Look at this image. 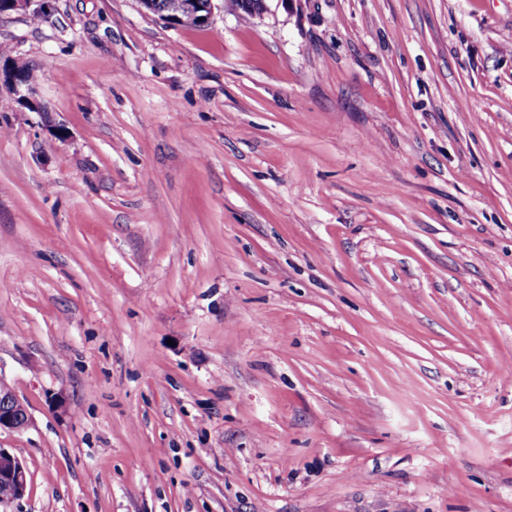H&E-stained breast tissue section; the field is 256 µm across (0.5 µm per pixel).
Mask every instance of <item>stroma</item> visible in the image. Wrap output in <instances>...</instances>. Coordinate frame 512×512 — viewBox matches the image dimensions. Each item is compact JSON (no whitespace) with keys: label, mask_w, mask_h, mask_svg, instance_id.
<instances>
[{"label":"stroma","mask_w":512,"mask_h":512,"mask_svg":"<svg viewBox=\"0 0 512 512\" xmlns=\"http://www.w3.org/2000/svg\"><path fill=\"white\" fill-rule=\"evenodd\" d=\"M0 15V512H512V0ZM12 62L6 60L3 66L0 65V84L10 90L15 101L29 107L32 112L41 113L43 104L37 96L36 84L38 83V75L36 70L26 61L12 60ZM5 70L9 72L15 71L17 76L24 81L18 79L14 74L11 78L6 79L4 75ZM30 424L31 416L25 403L0 376V431L22 432ZM0 486L9 492L8 497L0 496L1 504L21 498L28 486L23 464L5 448H0Z\"/></svg>","instance_id":"35a3bbf8"}]
</instances>
